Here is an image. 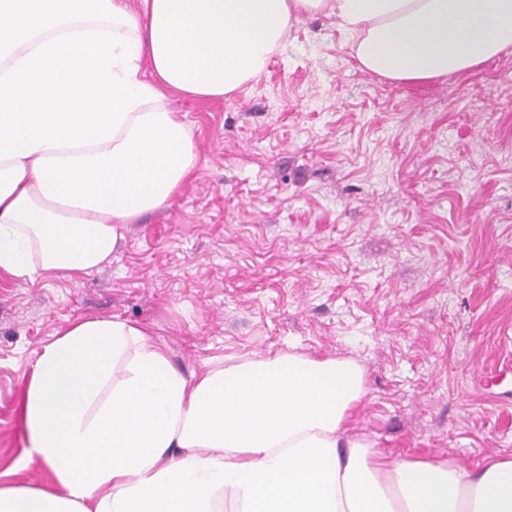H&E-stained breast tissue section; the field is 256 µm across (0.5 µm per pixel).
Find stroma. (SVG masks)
Instances as JSON below:
<instances>
[{"label":"stroma","mask_w":512,"mask_h":512,"mask_svg":"<svg viewBox=\"0 0 512 512\" xmlns=\"http://www.w3.org/2000/svg\"><path fill=\"white\" fill-rule=\"evenodd\" d=\"M222 99L170 95L194 179L129 225L79 284L0 275V484L50 485L24 454L37 352L96 316L150 328L183 372L244 354L349 357L380 455L470 470L512 457V54L391 82L332 18L304 19Z\"/></svg>","instance_id":"35a3bbf8"}]
</instances>
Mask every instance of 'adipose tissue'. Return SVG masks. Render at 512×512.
I'll return each mask as SVG.
<instances>
[{"label":"adipose tissue","instance_id":"adipose-tissue-1","mask_svg":"<svg viewBox=\"0 0 512 512\" xmlns=\"http://www.w3.org/2000/svg\"><path fill=\"white\" fill-rule=\"evenodd\" d=\"M336 20L360 70L395 82L512 53V0H0V273L33 284L108 262L198 164L169 94L258 80L303 18ZM350 358L288 352L184 374L115 317L58 331L22 406L26 462L0 512H512V459L378 461L349 431Z\"/></svg>","mask_w":512,"mask_h":512}]
</instances>
